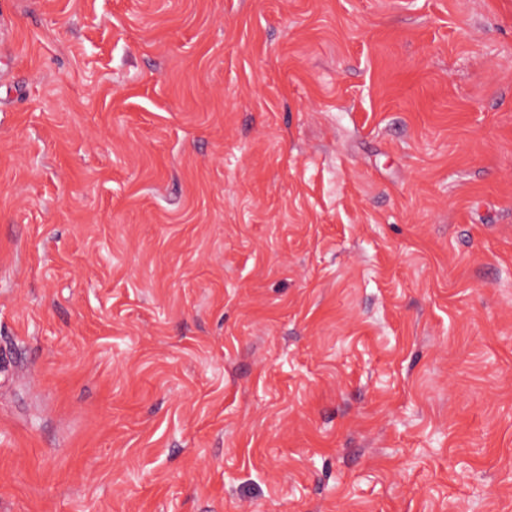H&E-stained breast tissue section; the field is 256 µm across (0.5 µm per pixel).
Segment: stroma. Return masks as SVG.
<instances>
[{"label": "stroma", "mask_w": 512, "mask_h": 512, "mask_svg": "<svg viewBox=\"0 0 512 512\" xmlns=\"http://www.w3.org/2000/svg\"><path fill=\"white\" fill-rule=\"evenodd\" d=\"M0 25V512H512V0Z\"/></svg>", "instance_id": "35a3bbf8"}]
</instances>
